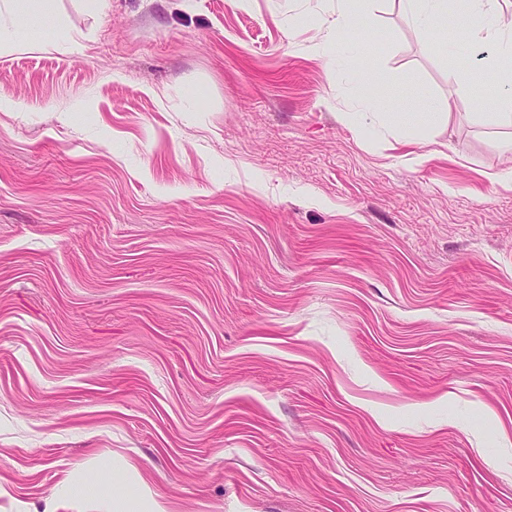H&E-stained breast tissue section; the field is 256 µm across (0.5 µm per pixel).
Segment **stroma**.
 Masks as SVG:
<instances>
[{
  "label": "stroma",
  "mask_w": 512,
  "mask_h": 512,
  "mask_svg": "<svg viewBox=\"0 0 512 512\" xmlns=\"http://www.w3.org/2000/svg\"><path fill=\"white\" fill-rule=\"evenodd\" d=\"M57 5L70 39L0 53V512L97 461L169 512H512L488 47L395 0L333 49L331 0ZM362 100L368 111L362 112V116L371 117L380 123H394L403 131V136L408 142H418L431 132L433 120L430 114L425 115L413 111L381 112L383 105L379 101L373 100L366 93Z\"/></svg>",
  "instance_id": "obj_1"
}]
</instances>
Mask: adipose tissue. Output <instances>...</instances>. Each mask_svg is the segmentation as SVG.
<instances>
[{"mask_svg": "<svg viewBox=\"0 0 512 512\" xmlns=\"http://www.w3.org/2000/svg\"><path fill=\"white\" fill-rule=\"evenodd\" d=\"M402 14L416 27L432 34L459 28L470 43L493 47V68L503 85H512V15L498 9L495 0H397ZM59 28L57 0H0V51L10 50L33 31L55 33ZM368 117L398 126L407 141L417 142L430 134L431 116L413 111L395 114L383 111L380 102L364 97ZM91 470L66 480L59 495L74 502L94 492L100 512H168L152 494L131 500L115 495L110 484L91 482Z\"/></svg>", "mask_w": 512, "mask_h": 512, "instance_id": "obj_1", "label": "adipose tissue"}]
</instances>
